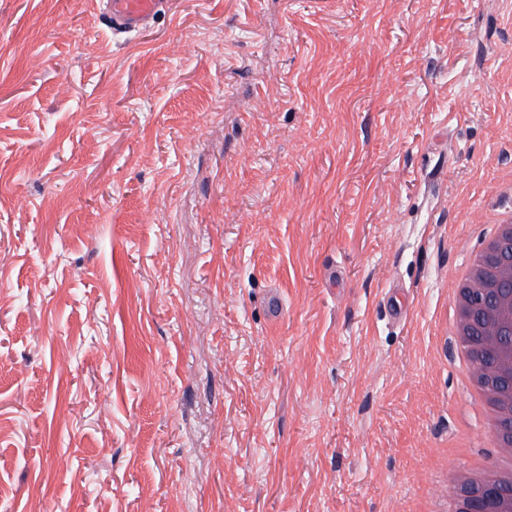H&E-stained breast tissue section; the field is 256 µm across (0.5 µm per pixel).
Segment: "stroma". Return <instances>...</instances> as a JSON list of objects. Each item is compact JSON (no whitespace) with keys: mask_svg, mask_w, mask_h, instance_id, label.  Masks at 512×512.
<instances>
[{"mask_svg":"<svg viewBox=\"0 0 512 512\" xmlns=\"http://www.w3.org/2000/svg\"><path fill=\"white\" fill-rule=\"evenodd\" d=\"M511 179L512 0H0V512H422ZM95 4L113 33L135 35L170 9V0H96Z\"/></svg>","mask_w":512,"mask_h":512,"instance_id":"1","label":"stroma"}]
</instances>
